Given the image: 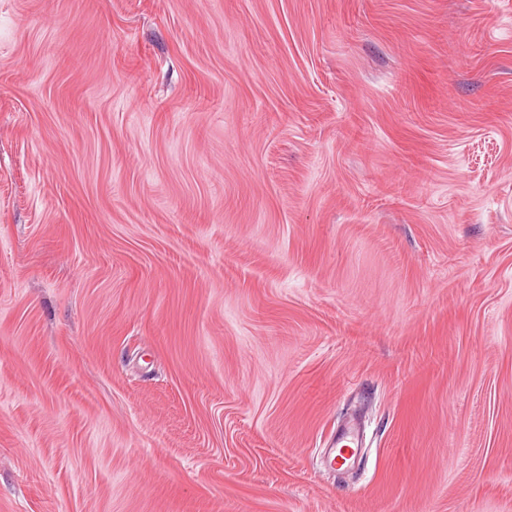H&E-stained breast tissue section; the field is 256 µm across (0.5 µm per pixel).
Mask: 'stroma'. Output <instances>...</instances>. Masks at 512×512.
Wrapping results in <instances>:
<instances>
[{"label":"stroma","mask_w":512,"mask_h":512,"mask_svg":"<svg viewBox=\"0 0 512 512\" xmlns=\"http://www.w3.org/2000/svg\"><path fill=\"white\" fill-rule=\"evenodd\" d=\"M0 512H512V0H0ZM362 427L360 415L354 408L349 415V420L341 429H337L336 436L328 444V448H324L323 457L331 469L335 470L336 466L343 467L350 460L341 452L336 456V448H360L359 437Z\"/></svg>","instance_id":"stroma-1"}]
</instances>
